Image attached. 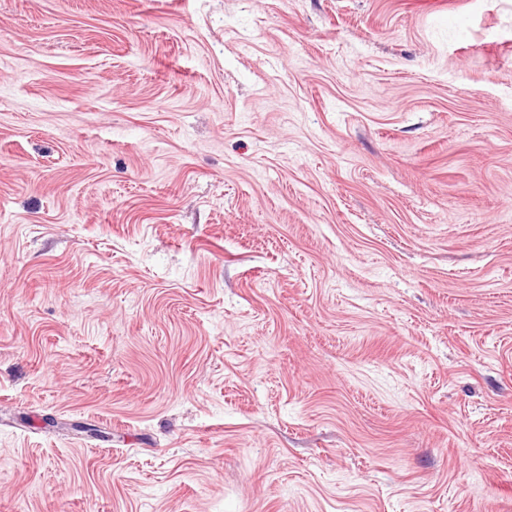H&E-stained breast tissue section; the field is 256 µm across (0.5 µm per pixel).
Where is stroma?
I'll return each mask as SVG.
<instances>
[{
    "label": "stroma",
    "mask_w": 512,
    "mask_h": 512,
    "mask_svg": "<svg viewBox=\"0 0 512 512\" xmlns=\"http://www.w3.org/2000/svg\"><path fill=\"white\" fill-rule=\"evenodd\" d=\"M0 512H512V0H0Z\"/></svg>",
    "instance_id": "obj_1"
}]
</instances>
